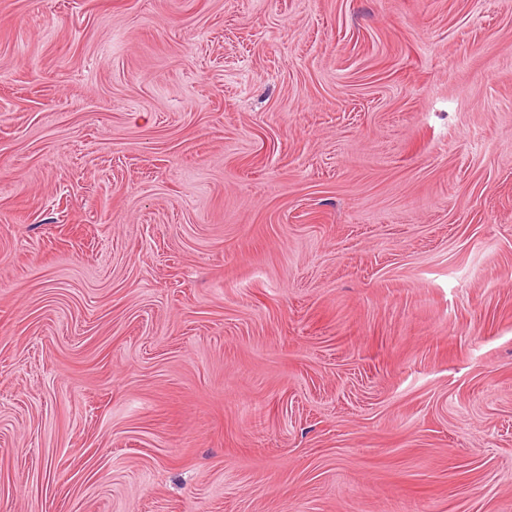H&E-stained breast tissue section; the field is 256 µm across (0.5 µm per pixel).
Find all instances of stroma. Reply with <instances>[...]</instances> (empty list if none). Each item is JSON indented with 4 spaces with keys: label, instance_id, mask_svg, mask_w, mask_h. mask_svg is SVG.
<instances>
[{
    "label": "stroma",
    "instance_id": "obj_1",
    "mask_svg": "<svg viewBox=\"0 0 512 512\" xmlns=\"http://www.w3.org/2000/svg\"><path fill=\"white\" fill-rule=\"evenodd\" d=\"M0 512H512V0H0Z\"/></svg>",
    "mask_w": 512,
    "mask_h": 512
}]
</instances>
